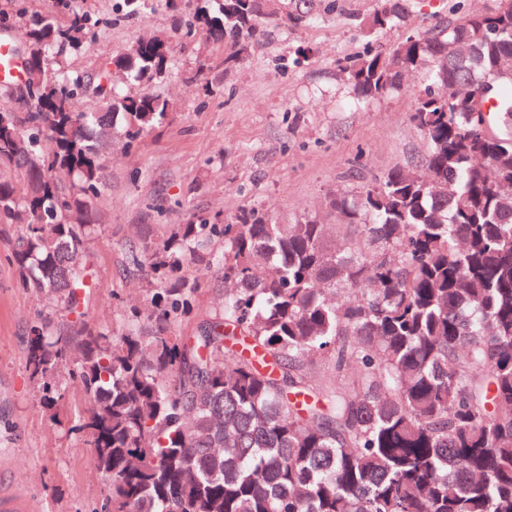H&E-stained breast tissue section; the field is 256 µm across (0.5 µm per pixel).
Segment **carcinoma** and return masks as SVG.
<instances>
[{"label": "carcinoma", "mask_w": 512, "mask_h": 512, "mask_svg": "<svg viewBox=\"0 0 512 512\" xmlns=\"http://www.w3.org/2000/svg\"><path fill=\"white\" fill-rule=\"evenodd\" d=\"M341 0H197V20L230 68L262 23L298 27ZM374 32L418 0H376ZM86 18L27 31L34 110H0V226L22 287L54 303L31 327L26 367L59 421L67 382L78 425L106 478L107 512H512V0L347 62L376 98L412 72L424 93L410 122L423 177L393 168L332 200L347 246L306 215L279 224L256 209L230 224H173L131 251L149 271L151 333L51 331L90 287L104 152L162 124L154 85L170 66L150 34L96 77L49 73ZM496 99L476 118L469 99ZM219 262L224 305L183 336L201 282ZM240 337L248 350L228 345Z\"/></svg>", "instance_id": "carcinoma-1"}]
</instances>
